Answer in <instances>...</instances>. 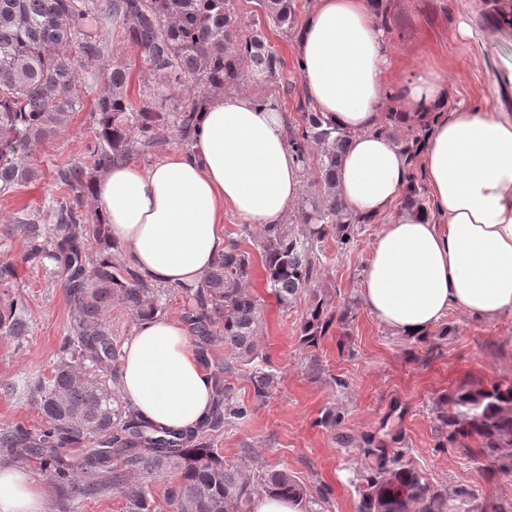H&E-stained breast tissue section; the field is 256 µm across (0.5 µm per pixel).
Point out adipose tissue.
Wrapping results in <instances>:
<instances>
[{
    "mask_svg": "<svg viewBox=\"0 0 512 512\" xmlns=\"http://www.w3.org/2000/svg\"><path fill=\"white\" fill-rule=\"evenodd\" d=\"M304 92L352 138L338 172L347 209L388 213L403 193L408 160L378 128L386 93L402 121L448 107L443 73L419 68L391 82V47L376 0H315L296 40ZM286 116L249 94L212 99L197 115L189 150L142 166L119 161L93 184L109 238L132 269L155 283L200 282L224 250V210L248 223H282L298 202L302 168L286 140ZM433 214L402 211L373 244L362 298L403 336L437 326L450 309L477 319L512 314V112H458L431 128L419 156ZM120 388L146 421L196 429L212 407L210 372L178 318L139 322L125 343ZM44 487L0 469V512H47Z\"/></svg>",
    "mask_w": 512,
    "mask_h": 512,
    "instance_id": "obj_1",
    "label": "adipose tissue"
}]
</instances>
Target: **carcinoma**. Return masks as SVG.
I'll list each match as a JSON object with an SVG mask.
<instances>
[{"instance_id":"1","label":"carcinoma","mask_w":512,"mask_h":512,"mask_svg":"<svg viewBox=\"0 0 512 512\" xmlns=\"http://www.w3.org/2000/svg\"><path fill=\"white\" fill-rule=\"evenodd\" d=\"M236 0H0V196L38 176L27 159L47 143L82 107L81 93L96 88L88 114L92 144L82 160L59 167L56 184L68 202L52 209L53 220L40 212L15 220L14 231L24 242L22 263L32 269L52 267L72 303L70 334L48 378L33 382L30 393L45 416L43 428L16 426L0 433V453L18 462H37L53 485L76 499L106 489L127 486L128 471L151 474L165 466L179 471L171 500L179 512H250L259 495L292 496L303 506L317 504L307 486L285 470H268L255 481L240 466L224 463L211 438L224 424L249 416L237 405L224 374L227 363L212 375L214 406L208 418L190 433L167 431L143 420L120 397L117 349L106 316L117 300L139 320L162 311L164 291L136 271L113 262L105 224L92 208L94 180L113 161L152 152L162 125L185 147L194 137L195 114L224 90L248 75L258 83H288L284 63L257 32L241 33ZM274 27L293 30L295 0H259ZM136 48L151 76L165 88L181 91L171 111L145 102L134 105L127 95L128 68L110 58L103 38L105 23ZM301 121L288 125V146L302 165L303 176L314 173L321 195L305 200L289 223L259 230V249L266 280L278 304L290 309L308 295L302 314L300 340L317 349L349 308L333 310L312 290L320 271L319 244L329 236L348 250L355 230L373 219L344 207L338 169L352 133L333 124L305 96H298ZM432 117L420 113L406 125L399 145L409 157V179L403 206L427 211L424 187L416 174V157L423 148V130ZM319 153L310 171L312 151ZM103 244L88 255L89 238ZM252 258L237 239L225 241L196 286L176 288L185 299L182 319L195 339L196 353L209 365L217 343L251 362L257 349L263 304L247 289ZM18 279L12 262H0V288ZM29 329L27 305L21 297L0 305V334L23 336ZM256 397L275 386L276 375L255 367L250 375ZM440 447H461L476 459L493 461L492 476L512 477V385L461 388L450 407H437ZM476 447H471L470 442ZM390 439L365 435L359 443L361 466L352 483L358 494L357 512H449L448 490L432 486L403 448ZM89 444L83 460L66 449ZM121 460V466L113 461Z\"/></svg>"}]
</instances>
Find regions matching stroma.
<instances>
[{
    "label": "stroma",
    "instance_id": "1",
    "mask_svg": "<svg viewBox=\"0 0 512 512\" xmlns=\"http://www.w3.org/2000/svg\"><path fill=\"white\" fill-rule=\"evenodd\" d=\"M489 0H384L390 22L393 68L397 74L428 64L439 66L448 79V110L491 111L512 109V91L504 92L495 72L512 62V33L485 34L465 44L456 26L465 15L486 13ZM242 27L260 26L273 50L284 59L289 85L277 87L249 80L237 84L236 93L277 99L289 121L299 119L296 101L303 90L295 57V37L266 23L257 0H238ZM115 58L130 71L128 96L143 101L154 91V104L173 106L176 91L158 87L140 52L119 37L109 39ZM92 95H85L80 112L49 143L38 148L29 163L39 176L11 195L0 198V261H19L20 236H6L5 225L15 217L47 210L62 202L55 188L59 163L81 158L92 139L88 113ZM245 221L232 209L224 211L225 237L240 238L254 262L249 291L264 301L258 350L277 374L266 398H256L249 380L250 367L237 365L227 374L234 400L246 405V422L225 426L214 441L226 463L246 468L251 476L268 469L287 471L311 491L326 490L320 512H357L358 496L352 483L360 456L357 447H339L336 435L360 438L365 434L399 435L415 467L435 487L467 488L468 497L456 503L457 512H490L491 503L512 502V479H489L490 461L478 460L464 449L440 447L433 410L460 387L488 388L512 382V316L493 321L449 311L443 327L433 328L427 342L398 335L382 326L364 306L361 288L380 223L359 227L351 251H340L334 240L321 247L322 268L315 282L332 307L349 306L346 322L333 326L318 349L305 348L299 320L307 305L298 300L281 309L267 294L256 237L244 234ZM12 295L24 296L30 317L24 336L0 335V430L17 425L34 430L45 419L37 402L27 395L31 381L49 376L61 342L70 331L71 303L59 279L45 270L20 268ZM318 358L324 368L311 379L307 366ZM340 413L338 429L322 426L328 410ZM178 473L167 468L153 476L130 473V487L145 491L153 512H178L167 491Z\"/></svg>",
    "mask_w": 512,
    "mask_h": 512
}]
</instances>
